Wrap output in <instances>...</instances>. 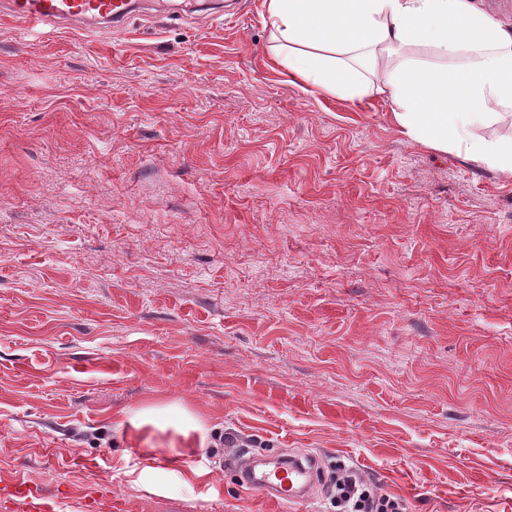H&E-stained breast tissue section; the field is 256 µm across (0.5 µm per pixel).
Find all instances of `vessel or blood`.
Instances as JSON below:
<instances>
[{
  "label": "vessel or blood",
  "instance_id": "1",
  "mask_svg": "<svg viewBox=\"0 0 512 512\" xmlns=\"http://www.w3.org/2000/svg\"><path fill=\"white\" fill-rule=\"evenodd\" d=\"M132 10L131 0H7L5 13L23 29L58 27L64 23L103 21L116 26ZM249 490L291 507L306 498L299 479H311L317 471L314 462L290 460L266 470L257 469L251 459H238ZM0 498L12 502L17 512H56L60 503L53 494L22 480L0 482Z\"/></svg>",
  "mask_w": 512,
  "mask_h": 512
}]
</instances>
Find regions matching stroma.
<instances>
[{
  "instance_id": "stroma-1",
  "label": "stroma",
  "mask_w": 512,
  "mask_h": 512,
  "mask_svg": "<svg viewBox=\"0 0 512 512\" xmlns=\"http://www.w3.org/2000/svg\"><path fill=\"white\" fill-rule=\"evenodd\" d=\"M0 14V480L112 512H279L226 463L314 456L407 512H512V178L275 64L263 0ZM207 432L189 461L143 407ZM202 471L192 479L189 469ZM130 0H8L5 15L24 30L56 28L63 23L103 21L115 27L130 14Z\"/></svg>"
}]
</instances>
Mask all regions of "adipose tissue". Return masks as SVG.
<instances>
[{"instance_id":"adipose-tissue-1","label":"adipose tissue","mask_w":512,"mask_h":512,"mask_svg":"<svg viewBox=\"0 0 512 512\" xmlns=\"http://www.w3.org/2000/svg\"><path fill=\"white\" fill-rule=\"evenodd\" d=\"M275 60L312 93L363 103L377 95L410 140L512 176V139L476 136L512 112V27L473 0H264ZM432 48L427 63L407 54ZM173 428L190 457L203 427L184 408L150 407L132 419Z\"/></svg>"}]
</instances>
